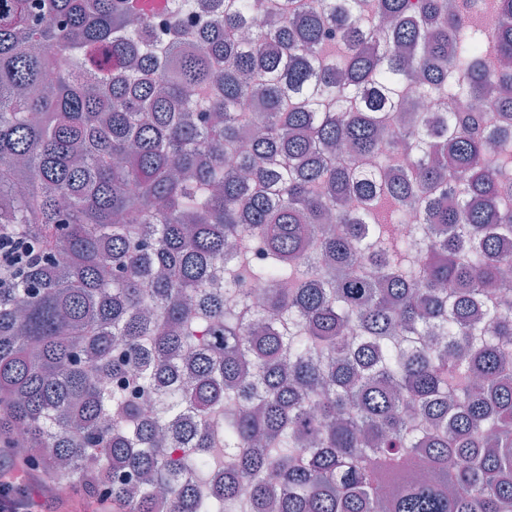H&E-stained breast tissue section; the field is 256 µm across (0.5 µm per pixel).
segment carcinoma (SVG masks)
I'll return each instance as SVG.
<instances>
[{
	"mask_svg": "<svg viewBox=\"0 0 512 512\" xmlns=\"http://www.w3.org/2000/svg\"><path fill=\"white\" fill-rule=\"evenodd\" d=\"M511 86L512 0H0V438L127 512H512ZM32 251L21 236L0 230V288L10 283L14 274L31 258Z\"/></svg>",
	"mask_w": 512,
	"mask_h": 512,
	"instance_id": "cac0c4a2",
	"label": "carcinoma"
}]
</instances>
